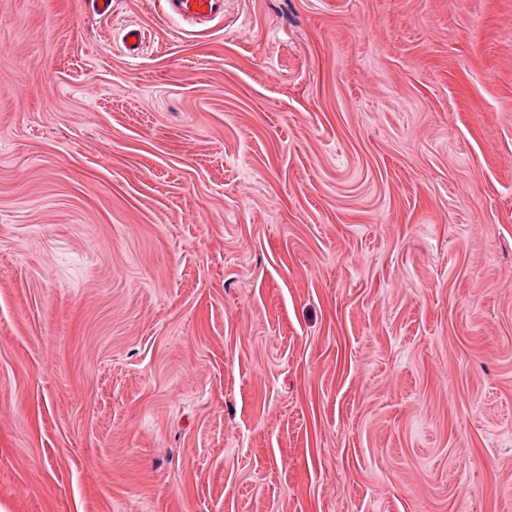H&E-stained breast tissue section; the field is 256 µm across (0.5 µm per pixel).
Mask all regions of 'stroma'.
<instances>
[{
  "label": "stroma",
  "mask_w": 512,
  "mask_h": 512,
  "mask_svg": "<svg viewBox=\"0 0 512 512\" xmlns=\"http://www.w3.org/2000/svg\"><path fill=\"white\" fill-rule=\"evenodd\" d=\"M0 512H512V0H0ZM170 14L181 19L202 23L224 15V0H165Z\"/></svg>",
  "instance_id": "1"
}]
</instances>
